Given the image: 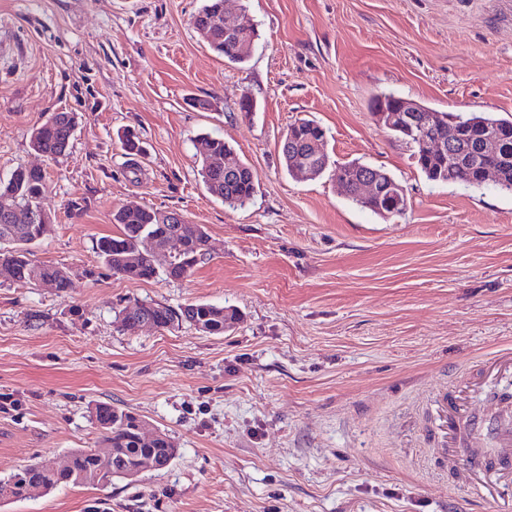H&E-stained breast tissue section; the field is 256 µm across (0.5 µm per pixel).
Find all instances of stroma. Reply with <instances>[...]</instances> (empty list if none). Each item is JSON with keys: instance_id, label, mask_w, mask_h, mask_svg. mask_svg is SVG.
Wrapping results in <instances>:
<instances>
[{"instance_id": "obj_1", "label": "stroma", "mask_w": 512, "mask_h": 512, "mask_svg": "<svg viewBox=\"0 0 512 512\" xmlns=\"http://www.w3.org/2000/svg\"><path fill=\"white\" fill-rule=\"evenodd\" d=\"M202 0H0V178L44 171L51 229L32 265L65 268L62 298L0 280V476L101 448L107 402L168 432L161 470L63 486L0 512H512L465 482L444 448V409L512 391V195L429 181L379 126L392 93L443 112L512 117V0H231L255 28L245 63L191 25ZM257 102L238 109L242 93ZM210 100L197 110L188 98ZM77 113L64 155L30 133ZM320 122L331 161L390 173L402 215L352 203L332 174L288 175L280 140ZM145 143L125 155L118 130ZM251 167L232 209L198 171L201 135ZM78 201L81 209L71 212ZM118 207L174 210L212 250L190 276L131 281L96 254ZM231 306L224 335L189 325L117 330L128 301Z\"/></svg>"}]
</instances>
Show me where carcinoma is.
<instances>
[{
	"instance_id": "1",
	"label": "carcinoma",
	"mask_w": 512,
	"mask_h": 512,
	"mask_svg": "<svg viewBox=\"0 0 512 512\" xmlns=\"http://www.w3.org/2000/svg\"><path fill=\"white\" fill-rule=\"evenodd\" d=\"M224 10V0H203L201 7L192 16L195 28L209 29L204 42L217 54L230 62L243 63L248 55L241 53L243 44H252L256 31L248 29L240 37H226L224 30L211 26V20ZM422 116L436 115L433 128L441 135L453 130V156H431L422 153L416 139L417 132L405 128H393L391 132L414 148V155L421 172L430 181L465 184L480 188L485 185L479 167L469 159L474 150V139L489 128L498 131L502 140V159L496 189L512 195V119L495 112L454 113L441 112L422 102H413ZM77 114L60 112L52 123H43L31 132L30 143L34 150L48 157L65 154L74 137ZM283 138L288 145L280 146L283 163L293 178H298L291 167L290 151L301 152L310 158L314 144L326 145V132L314 119L298 118L287 129ZM118 139L129 155L143 151L140 137L125 130ZM209 152L200 155L198 164L206 189L232 209L242 208L253 198L256 188L251 167L235 150L220 137L203 138ZM229 156L238 163V175L231 181L214 173L211 157ZM376 171L383 177L389 173L381 168L351 161L334 167V176L353 179L357 172ZM47 191L46 175L42 170L18 168L8 180H0V198L24 207L37 215L33 224H12L6 218L4 205H0V277L11 282L28 283L32 280L52 284L55 292L67 298L75 288L72 277L54 264H43L34 269L26 254L27 247L40 241L48 232L51 219L42 207ZM164 212L152 208H125L112 211V223L119 227L113 236L100 238L96 243L97 256L101 264L114 274L129 280L149 281L160 276L178 280L187 277L193 269L210 255L207 250L209 234L204 227L194 228L192 224H168L162 220ZM178 240L180 247L171 255L164 269H159L148 243L161 246ZM149 320L161 329L178 328L184 324L198 322L203 332L210 335L224 334L225 324L239 320V312L229 306L210 303H190L171 307L153 300L130 302L116 314L119 328L132 330L136 323ZM92 420L99 431L100 439L113 454L104 463L93 457V449H74L66 454L68 468L60 469L50 461H41L0 477V506L25 500L35 492L47 494L62 484L73 486L108 485L113 480L133 482L139 476V460L148 455L172 459L177 446L165 431L160 432L153 444L144 448L139 444V416L119 410L108 403H99L92 409Z\"/></svg>"
}]
</instances>
